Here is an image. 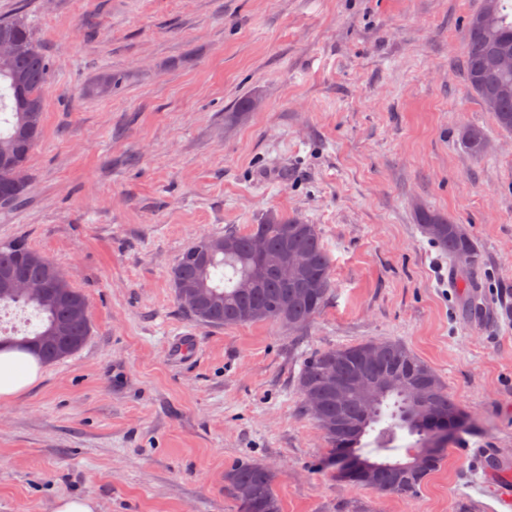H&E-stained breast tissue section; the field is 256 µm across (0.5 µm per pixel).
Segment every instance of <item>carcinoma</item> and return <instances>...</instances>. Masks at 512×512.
Listing matches in <instances>:
<instances>
[{
	"label": "carcinoma",
	"instance_id": "1",
	"mask_svg": "<svg viewBox=\"0 0 512 512\" xmlns=\"http://www.w3.org/2000/svg\"><path fill=\"white\" fill-rule=\"evenodd\" d=\"M0 37L14 44L13 53L0 62V151L16 152L23 147L27 158L42 135L43 89L50 78L52 63L23 17L0 18ZM487 41L512 48V0H497L490 28L476 30L469 23L465 30L466 78L470 89L481 100L486 91L478 82L477 67ZM116 83L111 71H103L90 84L88 93H108ZM494 116L501 129L512 131V96L500 102ZM461 138L472 153L479 155L484 151L487 138L481 127L464 126ZM25 194L26 189L13 190L0 181V209H11ZM419 223L423 233L449 259L463 266L473 262V246L459 225L428 210L420 211ZM222 239L230 241V246L210 251L206 262L201 263L196 254L209 247L215 237L200 238L183 252L171 271L172 288L183 282L209 292V297L197 309L189 311L195 320L211 327L273 321L290 329H302L313 321L331 291V258L316 225L295 217L270 215L262 223L250 225L245 232H226ZM31 252L33 249L22 241L0 246V267H12L20 277L37 280L43 276V268L28 261ZM288 252L303 260V277L312 284L305 295L297 294L295 285L284 282L276 273L278 260ZM2 303L33 307L41 324L21 337L0 336V348L6 345L30 350L42 361L55 362L76 353L90 334L87 301L75 287L71 288L67 302L51 293L29 297L10 291L0 294ZM61 322L70 323V329L60 344L35 346L37 337ZM337 367L349 371H395L396 387L364 398L353 394L340 406L330 398L320 405L309 404V397L322 390L327 375ZM298 391L305 411L330 445L324 464L335 468L341 478L361 483L382 495L405 498L416 495L442 462L448 445L470 430L463 409L435 371L392 340L369 339L311 353L302 363ZM403 430L416 437L407 455L429 451L431 457L427 463L406 471L384 467L365 482L351 477L348 456L366 460L368 456L363 450L371 445L376 452L392 450L398 432ZM371 431L374 437L367 444L363 438ZM224 481L240 512H281L274 491L275 476L268 469L244 459L224 474Z\"/></svg>",
	"mask_w": 512,
	"mask_h": 512
}]
</instances>
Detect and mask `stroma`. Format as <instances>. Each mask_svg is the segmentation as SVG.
Instances as JSON below:
<instances>
[{
    "label": "stroma",
    "instance_id": "stroma-1",
    "mask_svg": "<svg viewBox=\"0 0 512 512\" xmlns=\"http://www.w3.org/2000/svg\"><path fill=\"white\" fill-rule=\"evenodd\" d=\"M481 0H0L53 64L42 138L0 245L25 241L89 306L84 347L0 402V512H239L224 474L276 476L282 512H498L512 467V133L471 91ZM111 94L87 95L102 71ZM252 108L233 122L242 100ZM488 136L473 154L460 130ZM461 224L459 268L420 210ZM317 225L315 320L206 327L170 273L201 236L268 214ZM400 342L474 424L412 499L317 467L297 377L312 352Z\"/></svg>",
    "mask_w": 512,
    "mask_h": 512
}]
</instances>
